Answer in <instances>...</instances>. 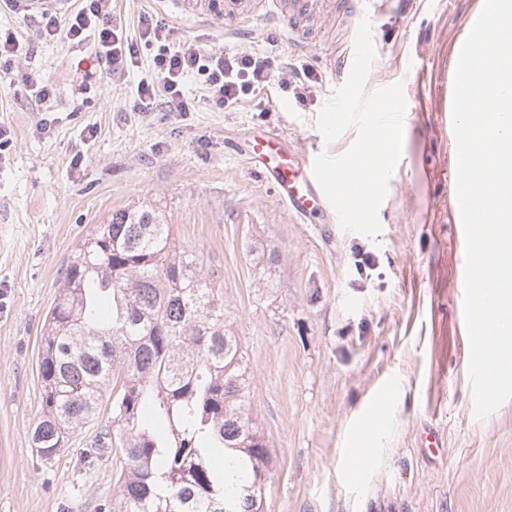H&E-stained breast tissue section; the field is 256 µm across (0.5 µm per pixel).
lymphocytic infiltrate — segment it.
I'll return each instance as SVG.
<instances>
[{"label": "lymphocytic infiltrate", "instance_id": "f902f5d3", "mask_svg": "<svg viewBox=\"0 0 512 512\" xmlns=\"http://www.w3.org/2000/svg\"><path fill=\"white\" fill-rule=\"evenodd\" d=\"M37 28L40 37L49 41L89 45L109 76L137 67L140 45L155 47L151 68L137 85L134 107L141 112L157 106L169 112L187 111L184 83L191 76L218 109L234 107L243 97L268 87L274 78L268 58L187 43L175 27L148 14L140 18L137 37H129L112 15V0H82L77 11L64 15L42 13Z\"/></svg>", "mask_w": 512, "mask_h": 512}]
</instances>
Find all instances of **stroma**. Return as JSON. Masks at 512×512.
Instances as JSON below:
<instances>
[{"mask_svg": "<svg viewBox=\"0 0 512 512\" xmlns=\"http://www.w3.org/2000/svg\"><path fill=\"white\" fill-rule=\"evenodd\" d=\"M477 6L397 0L372 21L366 89L402 82L406 110L382 230L367 237L291 216L243 153L262 130L305 154L353 146L356 129L328 143L316 126L342 85L322 60L348 48L342 27L308 16L328 36L318 57L261 25L181 17L170 0H112L128 35L146 11L187 42L270 58L277 79L224 112L195 82L188 111L138 112V74L100 77L88 48L43 41L0 2V29L28 49L14 86L0 91L12 138L0 164V512H93L112 496V462L81 459L109 408L51 463L31 446L40 329L91 225L141 206L164 211L223 290L224 321L245 353L247 407L269 450L263 512H512V399L473 415L465 244L451 221L454 48ZM297 57L312 71L298 95L278 86ZM29 75L53 84L49 103L29 96ZM430 430L438 449L425 446Z\"/></svg>", "mask_w": 512, "mask_h": 512, "instance_id": "1", "label": "stroma"}]
</instances>
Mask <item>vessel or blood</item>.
Here are the masks:
<instances>
[{"instance_id": "b4317fda", "label": "vessel or blood", "mask_w": 512, "mask_h": 512, "mask_svg": "<svg viewBox=\"0 0 512 512\" xmlns=\"http://www.w3.org/2000/svg\"><path fill=\"white\" fill-rule=\"evenodd\" d=\"M182 11H194L197 17L215 19L230 16L240 21L259 20L273 24L299 51L309 52L313 44L304 36V18L311 12L328 15V0H288L287 9L260 8L258 0H177ZM248 154L261 175L272 178L280 200L299 218L313 212H331L332 207L312 175L311 157L294 152L284 137L262 131L253 136Z\"/></svg>"}]
</instances>
